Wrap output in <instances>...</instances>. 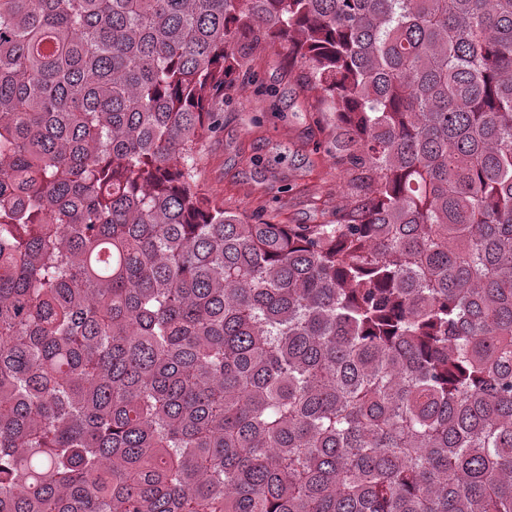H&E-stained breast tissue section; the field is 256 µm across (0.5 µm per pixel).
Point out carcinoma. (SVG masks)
Returning a JSON list of instances; mask_svg holds the SVG:
<instances>
[{
  "instance_id": "cac0c4a2",
  "label": "carcinoma",
  "mask_w": 512,
  "mask_h": 512,
  "mask_svg": "<svg viewBox=\"0 0 512 512\" xmlns=\"http://www.w3.org/2000/svg\"><path fill=\"white\" fill-rule=\"evenodd\" d=\"M262 40L336 224L197 181ZM0 512H512V0H0Z\"/></svg>"
}]
</instances>
